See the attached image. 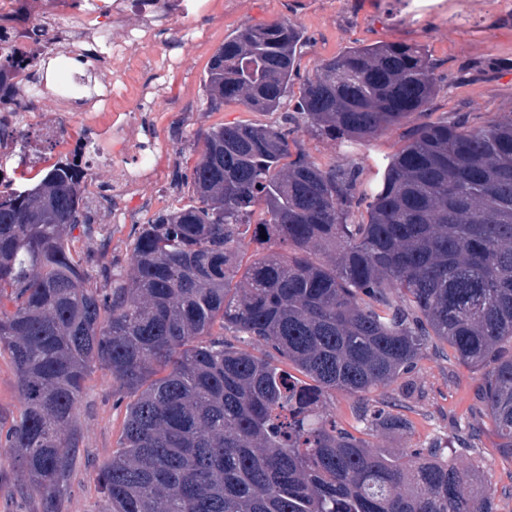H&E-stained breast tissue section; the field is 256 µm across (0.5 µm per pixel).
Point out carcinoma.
I'll return each instance as SVG.
<instances>
[{"label": "carcinoma", "mask_w": 512, "mask_h": 512, "mask_svg": "<svg viewBox=\"0 0 512 512\" xmlns=\"http://www.w3.org/2000/svg\"><path fill=\"white\" fill-rule=\"evenodd\" d=\"M45 35L0 25V108L17 100ZM303 40L288 20L238 29L206 70L210 107L283 111L312 136L348 142L404 125L435 94L424 51L379 42L321 61L288 113ZM200 138L189 202L141 225L127 269H95L74 246L90 222V143L36 185L0 191V352L23 403L0 422V456L15 489L39 496L37 512H62L76 411L97 368L133 397L120 449L97 471L105 512H493L437 453L385 455L318 407L410 373L434 336L463 363L490 366L483 401L512 454V355L501 352L512 343V113L411 128L363 224L350 223L356 168L319 166L290 129L238 122ZM10 145L26 156L24 131L4 115L0 148ZM249 232L288 255L243 264ZM226 331L266 354L240 351ZM358 418L408 425L378 406Z\"/></svg>", "instance_id": "1"}]
</instances>
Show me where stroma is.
Wrapping results in <instances>:
<instances>
[{
	"label": "stroma",
	"instance_id": "stroma-1",
	"mask_svg": "<svg viewBox=\"0 0 512 512\" xmlns=\"http://www.w3.org/2000/svg\"><path fill=\"white\" fill-rule=\"evenodd\" d=\"M81 13V8L61 6L56 0H35L20 25L28 28L51 20L64 39ZM280 19L297 24L305 35L296 82L310 76L321 60L348 48L403 43L422 47L440 78L432 101L424 112L411 117V124L463 118L471 126L483 127L512 113V0H478L469 12L461 11L455 0H207L206 8L191 18L205 37L185 48L182 66L174 75L157 78L152 60L181 27L178 16L172 17L169 31L157 35L150 47L128 62L130 92L117 107L133 114L132 133L151 130L157 149L144 186L131 188L122 181L123 171L136 164L126 143L116 141L106 154L88 155L82 190L93 208V224L74 246L92 265L127 268L138 227L158 211L186 202L191 189L181 174L198 156L199 130L241 121L282 124V113L251 112L237 103L209 110L203 85L207 65L225 39L242 26ZM31 110L27 100H20L18 120L29 135L27 177L65 155L78 138L96 137L92 118L75 108L67 113L63 143H55L45 128L32 121ZM406 132L402 126L352 143L303 131L297 137L320 165L356 166L358 191L368 195L381 187L386 159L403 146ZM482 375V370L457 361L447 345L435 341L405 378L360 398L333 393L322 402V412L390 456L402 457L410 449L436 443L448 445L450 465L473 474L476 486L494 490V512H512V458L501 454L498 438L483 415ZM129 400L104 371L88 376L77 411L82 444L64 512H104L95 470L119 447ZM361 400L389 406L408 420V427L369 429L353 414Z\"/></svg>",
	"mask_w": 512,
	"mask_h": 512
}]
</instances>
